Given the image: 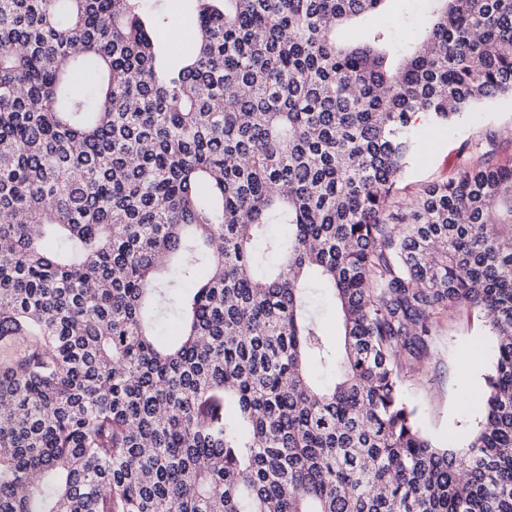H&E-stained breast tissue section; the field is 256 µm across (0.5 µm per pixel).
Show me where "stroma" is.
Instances as JSON below:
<instances>
[{
    "mask_svg": "<svg viewBox=\"0 0 512 512\" xmlns=\"http://www.w3.org/2000/svg\"><path fill=\"white\" fill-rule=\"evenodd\" d=\"M165 9L170 19L166 39L178 53L191 52L188 35L196 23L186 0H166ZM510 125L512 104H502L463 118L448 129H424L418 157L399 185L401 195L413 199L431 184L456 178L460 146L484 141L491 131L499 134L495 162L512 163V137L500 134ZM494 347L495 338L485 320L461 311L436 325L427 361L407 373L406 395L418 409L421 427L436 444L465 448L477 430L481 421L478 397L493 371Z\"/></svg>",
    "mask_w": 512,
    "mask_h": 512,
    "instance_id": "stroma-1",
    "label": "stroma"
}]
</instances>
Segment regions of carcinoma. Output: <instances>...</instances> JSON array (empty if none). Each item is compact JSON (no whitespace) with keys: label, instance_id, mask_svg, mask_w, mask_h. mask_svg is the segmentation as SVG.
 <instances>
[{"label":"carcinoma","instance_id":"carcinoma-1","mask_svg":"<svg viewBox=\"0 0 512 512\" xmlns=\"http://www.w3.org/2000/svg\"><path fill=\"white\" fill-rule=\"evenodd\" d=\"M190 2L172 61L164 0H0V512H512V164L397 195L419 121L512 100V0ZM461 309L456 450L404 378ZM428 360L406 374L419 422L439 446L465 448L481 421L478 397L494 367L495 337L476 313L461 311L435 327Z\"/></svg>","mask_w":512,"mask_h":512}]
</instances>
